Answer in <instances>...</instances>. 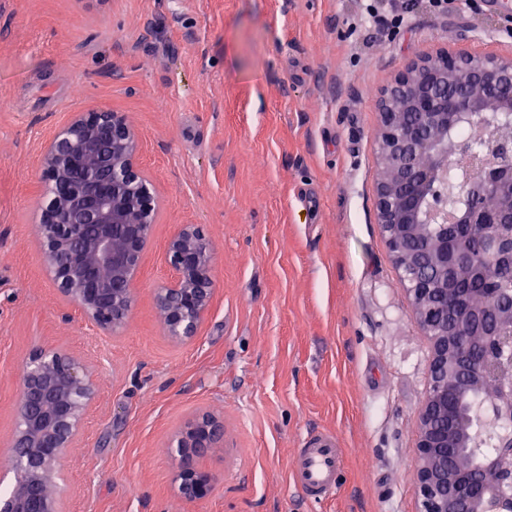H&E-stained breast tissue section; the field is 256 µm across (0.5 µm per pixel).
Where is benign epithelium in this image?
Here are the masks:
<instances>
[{
	"instance_id": "benign-epithelium-1",
	"label": "benign epithelium",
	"mask_w": 512,
	"mask_h": 512,
	"mask_svg": "<svg viewBox=\"0 0 512 512\" xmlns=\"http://www.w3.org/2000/svg\"><path fill=\"white\" fill-rule=\"evenodd\" d=\"M380 157L376 218L400 271L416 319L429 336L430 389L416 428L415 488L420 512L512 510V304L473 306L448 298V267L491 278L512 267V131L489 115L512 113V57L466 50L421 53L398 70L377 101ZM468 114L487 135L488 152L448 135ZM135 133L120 112L99 107L70 118L50 140L41 178L39 236L46 272L65 298L102 331L128 319L142 254L155 216L154 197L135 160ZM471 209L448 223V170ZM484 236L481 253L470 235ZM171 282L156 303L167 334H198L215 291L214 253L192 224L174 231L166 248ZM89 370L53 349L32 352L23 375L17 427L6 454L16 461L0 512H61L51 473L81 434L95 398ZM485 395V417L469 410L448 421V396ZM485 421L506 429L494 457L460 468L448 451L473 455L470 441ZM224 447V420L202 412L182 426L171 448L176 481L188 501L210 492L214 478L196 458Z\"/></svg>"
}]
</instances>
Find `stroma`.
Listing matches in <instances>:
<instances>
[{"label":"stroma","mask_w":512,"mask_h":512,"mask_svg":"<svg viewBox=\"0 0 512 512\" xmlns=\"http://www.w3.org/2000/svg\"><path fill=\"white\" fill-rule=\"evenodd\" d=\"M356 0H0V450L29 354L83 361L96 397L57 478L62 512H419L416 426L431 344L376 220L382 87L441 48L512 54L491 16L416 0L394 37L351 36ZM107 106L139 137L160 204L116 334L45 272L42 160L73 113ZM182 224L209 239L213 301L171 339L155 294ZM224 420L190 502L169 443ZM329 432L344 451L315 503L288 459Z\"/></svg>","instance_id":"obj_1"}]
</instances>
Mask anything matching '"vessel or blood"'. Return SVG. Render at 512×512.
Wrapping results in <instances>:
<instances>
[{
    "label": "vessel or blood",
    "mask_w": 512,
    "mask_h": 512,
    "mask_svg": "<svg viewBox=\"0 0 512 512\" xmlns=\"http://www.w3.org/2000/svg\"><path fill=\"white\" fill-rule=\"evenodd\" d=\"M343 469V450L331 434L311 437L295 449L289 467L292 484L313 501L326 498L337 486Z\"/></svg>",
    "instance_id": "vessel-or-blood-1"
}]
</instances>
